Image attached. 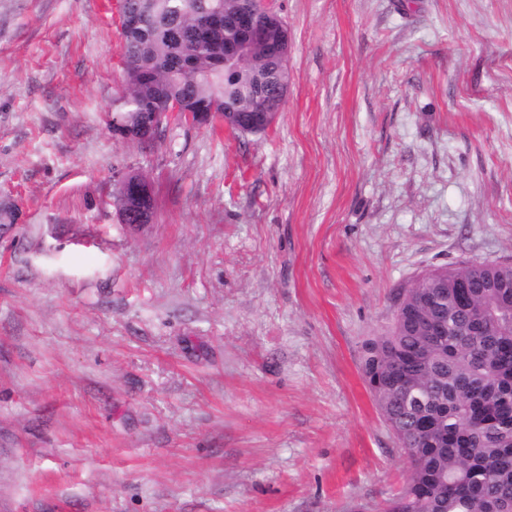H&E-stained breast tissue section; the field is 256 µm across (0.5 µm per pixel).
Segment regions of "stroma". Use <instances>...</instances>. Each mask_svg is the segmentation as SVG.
Wrapping results in <instances>:
<instances>
[{"instance_id": "obj_1", "label": "stroma", "mask_w": 512, "mask_h": 512, "mask_svg": "<svg viewBox=\"0 0 512 512\" xmlns=\"http://www.w3.org/2000/svg\"><path fill=\"white\" fill-rule=\"evenodd\" d=\"M272 5L269 129L144 146L107 126L119 0H0V512H380L405 484L363 347L426 270L512 264V0ZM120 183L122 189L118 207L122 222L132 227L149 224L153 218L150 188L137 180L128 179V175ZM129 218L135 219V222H130Z\"/></svg>"}]
</instances>
